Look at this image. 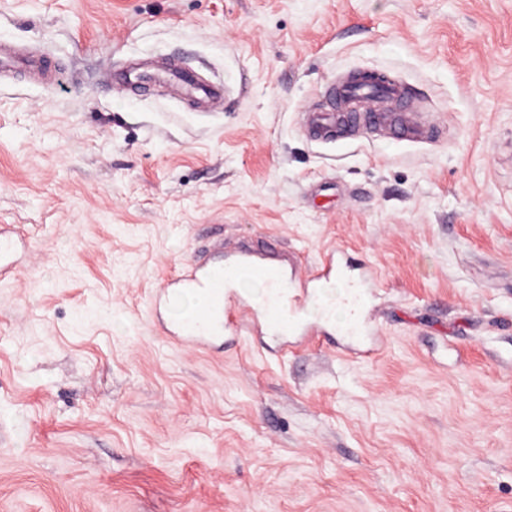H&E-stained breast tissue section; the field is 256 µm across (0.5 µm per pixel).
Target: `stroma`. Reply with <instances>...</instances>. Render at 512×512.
<instances>
[{"mask_svg":"<svg viewBox=\"0 0 512 512\" xmlns=\"http://www.w3.org/2000/svg\"><path fill=\"white\" fill-rule=\"evenodd\" d=\"M5 46L59 74L0 69V512H512V0H0ZM360 71L439 140L311 138ZM270 238L378 270L381 356L164 335L165 277ZM174 79L178 87L182 90L190 92L192 97H196L198 100H222L225 95L223 87L219 84H201L196 82L190 74L184 72H176L173 74Z\"/></svg>","mask_w":512,"mask_h":512,"instance_id":"1","label":"stroma"}]
</instances>
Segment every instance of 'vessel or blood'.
Returning a JSON list of instances; mask_svg holds the SVG:
<instances>
[{"instance_id":"obj_1","label":"vessel or blood","mask_w":512,"mask_h":512,"mask_svg":"<svg viewBox=\"0 0 512 512\" xmlns=\"http://www.w3.org/2000/svg\"><path fill=\"white\" fill-rule=\"evenodd\" d=\"M49 70L44 58H20L0 51V67ZM178 87L200 100H222L218 84H201L190 74L176 72ZM309 131L323 141L336 140L339 132L357 130L382 137L391 143H427L438 132L436 123L416 112L413 100L401 83L385 79L363 81L352 75L331 92L323 103L304 118ZM260 284L261 326L269 334L287 339L297 346L324 338V327L338 325L350 339L365 334L361 319L373 288L378 285L376 271L356 264L340 250L329 252L309 271L284 267L271 252L241 251L213 265L187 264L165 281L154 296L156 306H170L180 294L203 297L202 305L170 318L167 335L202 346L204 342L248 332L251 326L245 298L232 294L241 282Z\"/></svg>"}]
</instances>
